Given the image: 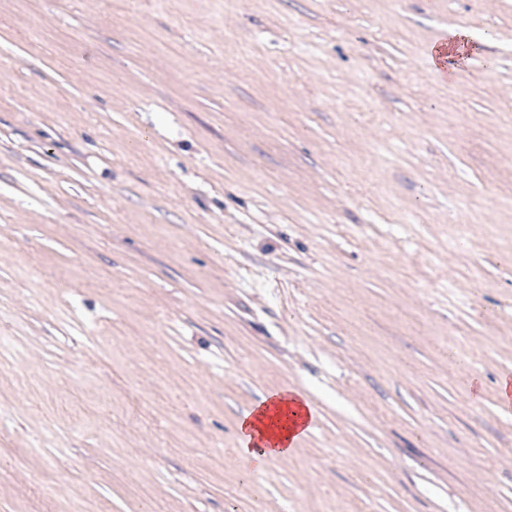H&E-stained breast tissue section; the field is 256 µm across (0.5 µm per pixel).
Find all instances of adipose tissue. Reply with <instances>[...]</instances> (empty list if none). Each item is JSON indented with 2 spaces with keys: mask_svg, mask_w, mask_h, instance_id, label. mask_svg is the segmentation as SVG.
<instances>
[{
  "mask_svg": "<svg viewBox=\"0 0 512 512\" xmlns=\"http://www.w3.org/2000/svg\"><path fill=\"white\" fill-rule=\"evenodd\" d=\"M314 412V405L296 393L263 397L238 420L240 453L260 464L288 456L303 436L302 418Z\"/></svg>",
  "mask_w": 512,
  "mask_h": 512,
  "instance_id": "obj_1",
  "label": "adipose tissue"
}]
</instances>
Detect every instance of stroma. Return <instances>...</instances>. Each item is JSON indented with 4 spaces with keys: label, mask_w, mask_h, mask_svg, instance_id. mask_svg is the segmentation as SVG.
Listing matches in <instances>:
<instances>
[{
    "label": "stroma",
    "mask_w": 512,
    "mask_h": 512,
    "mask_svg": "<svg viewBox=\"0 0 512 512\" xmlns=\"http://www.w3.org/2000/svg\"><path fill=\"white\" fill-rule=\"evenodd\" d=\"M0 336V512H512V0H0ZM474 34L466 26H459L452 34V38L447 44L439 45L434 48L431 57L436 63L439 61L450 60L453 57H463L466 51L474 48ZM314 413L315 406L297 393L277 392L263 397L238 420L240 453L259 464L288 456L309 428L315 427L316 416L309 420V428L298 430L303 416Z\"/></svg>",
    "instance_id": "obj_1"
}]
</instances>
